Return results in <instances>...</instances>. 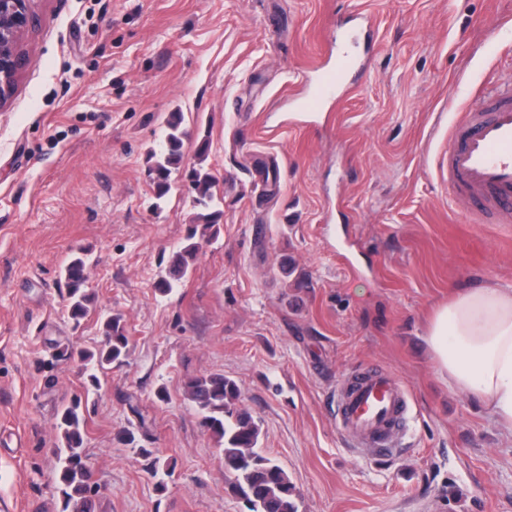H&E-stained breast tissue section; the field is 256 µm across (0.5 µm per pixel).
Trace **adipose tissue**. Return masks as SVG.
Returning <instances> with one entry per match:
<instances>
[{"instance_id": "adipose-tissue-1", "label": "adipose tissue", "mask_w": 512, "mask_h": 512, "mask_svg": "<svg viewBox=\"0 0 512 512\" xmlns=\"http://www.w3.org/2000/svg\"><path fill=\"white\" fill-rule=\"evenodd\" d=\"M424 339L439 375L512 432V287L458 290L435 310Z\"/></svg>"}]
</instances>
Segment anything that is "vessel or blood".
I'll use <instances>...</instances> for the list:
<instances>
[{"label": "vessel or blood", "mask_w": 512, "mask_h": 512, "mask_svg": "<svg viewBox=\"0 0 512 512\" xmlns=\"http://www.w3.org/2000/svg\"><path fill=\"white\" fill-rule=\"evenodd\" d=\"M370 31L369 17L355 27L337 25L331 44L312 71L303 73L289 101L301 112L320 111L332 99L351 93L368 70L366 55L349 43L356 30ZM440 169L455 199L469 203L477 224H512V78L484 88L455 113ZM336 424L353 447L381 456L399 452L408 419L409 393L392 373L367 367L336 392Z\"/></svg>", "instance_id": "1"}]
</instances>
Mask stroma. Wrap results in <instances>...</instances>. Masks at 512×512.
<instances>
[{
  "instance_id": "obj_1",
  "label": "stroma",
  "mask_w": 512,
  "mask_h": 512,
  "mask_svg": "<svg viewBox=\"0 0 512 512\" xmlns=\"http://www.w3.org/2000/svg\"><path fill=\"white\" fill-rule=\"evenodd\" d=\"M31 7L30 64L0 108V512H61L57 416L82 387L57 351L96 349L115 314L129 356L87 403L97 512H248L185 394L210 373L238 384L298 512H512V435L439 378L424 341L457 290L512 284V226L470 223L435 168L455 109L512 66V42L487 32L512 23V0ZM359 14L372 21L359 91L289 111L327 34ZM174 113L183 170L160 198L148 157ZM196 165L215 179L220 232L164 296L154 284L197 213L183 175ZM82 249L94 300L76 325L60 271ZM367 366L409 391L387 461L336 427L337 388Z\"/></svg>"
}]
</instances>
